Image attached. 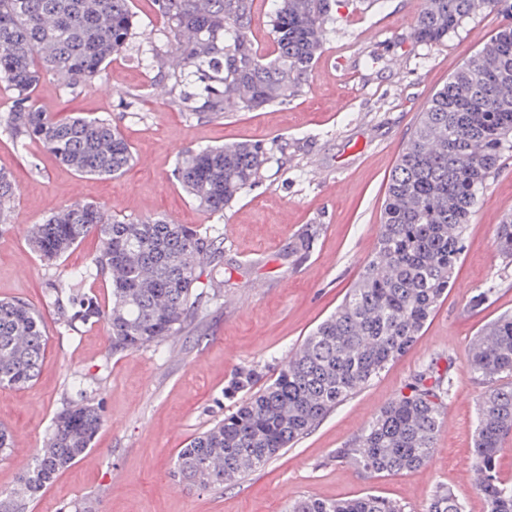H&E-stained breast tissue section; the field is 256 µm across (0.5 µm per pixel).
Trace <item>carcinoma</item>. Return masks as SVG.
Wrapping results in <instances>:
<instances>
[{"mask_svg":"<svg viewBox=\"0 0 512 512\" xmlns=\"http://www.w3.org/2000/svg\"><path fill=\"white\" fill-rule=\"evenodd\" d=\"M165 23L167 50L156 53L170 103L199 117L286 104L299 95L326 42L336 34V0H274V49L261 54L249 36L254 0H154ZM512 18V0H422L412 37L436 45L479 10ZM131 0H0V86L12 91L0 126L24 144L37 142L79 175L112 177L134 162L130 144L107 118L58 116L38 108L32 92L43 74L70 88L102 74L134 36ZM494 61L477 53L459 67L419 113L390 174L375 250L336 312L318 324L276 377L257 386L252 367L237 372L224 397H248L179 450L173 476L186 487L219 490L276 458L415 345L453 284L466 228L483 190L512 153V24L491 38ZM270 152L250 142L182 150L173 177L211 214L259 183ZM18 188L0 171V231L12 227ZM90 234L100 246L83 270L53 281L48 304L70 331L102 321L117 356L160 346L203 312V298L221 297L214 279L201 282L215 241L164 215L125 219L91 203L60 207L28 227L26 242L53 264ZM500 254L512 258V212L497 227ZM95 274L111 302L83 291ZM46 334L42 311L21 298L0 299V388H25L38 377ZM469 371L492 386L477 409L475 488L486 512H512V480L497 469L512 432V314L485 327L468 358ZM452 378L429 363L379 409L338 456L370 475L413 472L428 464L443 426ZM45 446L0 494V512L27 504L93 446L104 416L76 385ZM288 512H404L367 493L329 501L302 496ZM429 512H465L451 490L437 492Z\"/></svg>","mask_w":512,"mask_h":512,"instance_id":"obj_1","label":"carcinoma"}]
</instances>
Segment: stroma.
<instances>
[{"label": "stroma", "instance_id": "1", "mask_svg": "<svg viewBox=\"0 0 512 512\" xmlns=\"http://www.w3.org/2000/svg\"><path fill=\"white\" fill-rule=\"evenodd\" d=\"M137 36L101 80L66 88L44 75L32 100L66 116L110 119L130 144L134 165L114 178L81 177L39 144L0 130V168L19 187L11 229L0 232V299L21 297L45 316L47 344L29 387L0 388V426L16 448L0 459V492L9 493L49 432L55 413L82 380L105 417L95 445L34 499L29 512H287L307 495L335 500L384 496L405 512H429L438 487L453 490L465 512H485L473 486L477 404L487 388L466 366L480 329L512 313V260L496 248V228L512 210V159L488 182L464 235L454 282L414 347L390 362L279 457L219 492L186 488L171 474L180 448L231 410L224 388L235 370L259 366L271 377L309 331L336 311L372 255L387 183L432 94L481 48L471 33L494 35L506 16L484 8L448 39L411 37L408 0H338L341 21L302 93L283 105L200 118L169 102L155 67L165 29L151 0H133ZM248 140L271 146L260 183L223 216L197 208L172 176L179 151ZM128 218L165 215L217 236L214 262L222 298L205 305L193 330L159 347L111 355L104 323L68 331L45 302L48 280L84 268L100 245L86 237L48 266L25 231L72 196ZM312 230L313 247L288 248ZM496 291L482 303L474 296ZM449 370L452 396L430 463L370 476L337 457L376 411L406 392L429 362Z\"/></svg>", "mask_w": 512, "mask_h": 512}]
</instances>
